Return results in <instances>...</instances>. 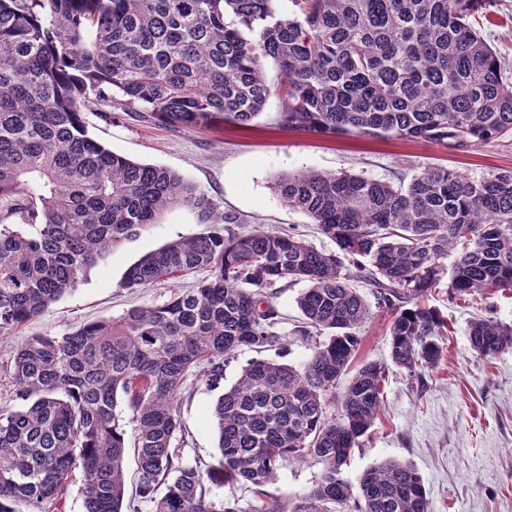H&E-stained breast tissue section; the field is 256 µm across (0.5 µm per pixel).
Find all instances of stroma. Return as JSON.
Returning a JSON list of instances; mask_svg holds the SVG:
<instances>
[{
    "label": "stroma",
    "mask_w": 512,
    "mask_h": 512,
    "mask_svg": "<svg viewBox=\"0 0 512 512\" xmlns=\"http://www.w3.org/2000/svg\"><path fill=\"white\" fill-rule=\"evenodd\" d=\"M471 23L506 58V76L512 81V0H494L490 14H475ZM281 110L280 98L271 96L247 129L230 123L175 128L153 113L130 117L117 108L108 119L87 114L92 138L132 160L178 172L241 221L229 226L202 224L194 210L178 206L162 213L148 231L114 248L41 317L0 338V408L16 407L6 366L13 349L27 339L60 336L90 321L121 317L135 306L164 304L202 279L198 271L173 282L123 288L132 264L171 241L261 226L335 251V244L306 214L288 208L278 197L274 182L281 175L317 170L389 181L394 174L409 177L435 164L473 177L512 170V141L460 152L425 141L324 136L281 128ZM301 289V284L284 282L271 298L282 316L279 332L287 344L286 360L295 366L309 359L315 344L297 333L301 314L296 298ZM428 304L447 318L450 329L435 366L413 374L391 366L385 312L373 311L358 331L354 366L383 363L389 373L379 417L353 449L345 474L355 481L372 465L389 459L407 461L423 478L429 512H512V348L483 358L473 353L468 336L469 322L478 316L512 324V290L454 299L441 287ZM219 391L194 373L183 383L178 401L182 433L177 442L186 465L205 470L219 455L212 416ZM319 472V464L310 458L285 463L266 490L270 498L292 507L314 487Z\"/></svg>",
    "instance_id": "stroma-1"
}]
</instances>
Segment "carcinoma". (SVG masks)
Here are the masks:
<instances>
[{"label":"carcinoma","mask_w":512,"mask_h":512,"mask_svg":"<svg viewBox=\"0 0 512 512\" xmlns=\"http://www.w3.org/2000/svg\"><path fill=\"white\" fill-rule=\"evenodd\" d=\"M0 0V336L40 317L112 249L175 206L202 224H239L176 172L89 136L93 105L153 112L172 126H247L274 92L281 126L397 137L465 151L512 136V84L469 22L490 0ZM280 82L272 86L265 62ZM399 185L347 172L278 177L274 190L337 250L273 231L172 241L127 271L144 288L199 270L192 290L14 349L15 410L0 411V512H56L80 473L85 512H241L208 483L256 497L286 460L323 465L290 512H429L410 462L387 460L358 484L344 466L378 417L388 367L362 365L338 394L371 307L386 311L392 364L441 356L447 322L423 298L512 290V171L479 178L430 167ZM454 255L447 266L448 255ZM306 284L302 336L328 334L296 367L255 359L213 409L220 456L181 462L177 410L188 374L217 388L243 349L287 347L267 290ZM370 286L375 305L361 288ZM471 350L512 348V325L477 317ZM135 423L136 496L126 494ZM164 493H159L160 487Z\"/></svg>","instance_id":"1"}]
</instances>
